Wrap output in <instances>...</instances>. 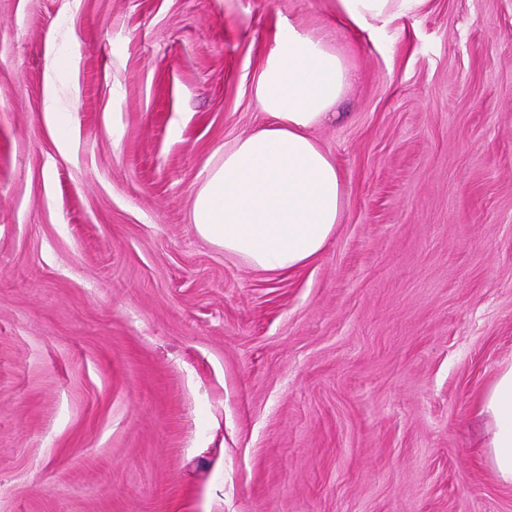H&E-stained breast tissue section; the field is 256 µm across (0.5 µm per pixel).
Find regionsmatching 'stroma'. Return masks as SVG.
I'll list each match as a JSON object with an SVG mask.
<instances>
[{"instance_id":"1","label":"stroma","mask_w":512,"mask_h":512,"mask_svg":"<svg viewBox=\"0 0 512 512\" xmlns=\"http://www.w3.org/2000/svg\"><path fill=\"white\" fill-rule=\"evenodd\" d=\"M285 19L354 72L313 131L347 207L270 278L190 198ZM509 358L512 0H0V512H512L477 408ZM427 0H329L332 16L346 28L372 30L385 28ZM52 82L47 84L45 95V112L54 124L57 139L62 146H68L74 136V128L64 117V112L58 105L57 99L51 88Z\"/></svg>"}]
</instances>
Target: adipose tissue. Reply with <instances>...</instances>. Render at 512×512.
Masks as SVG:
<instances>
[{
	"mask_svg": "<svg viewBox=\"0 0 512 512\" xmlns=\"http://www.w3.org/2000/svg\"><path fill=\"white\" fill-rule=\"evenodd\" d=\"M426 0H329L346 28L387 27ZM253 85L266 116L225 142L191 197L196 233L255 271L284 275L309 264L336 234L347 192L332 153L310 131L330 118L352 82L335 47L293 23L278 26ZM487 460L512 486V361L502 363L480 400Z\"/></svg>",
	"mask_w": 512,
	"mask_h": 512,
	"instance_id": "1",
	"label": "adipose tissue"
}]
</instances>
